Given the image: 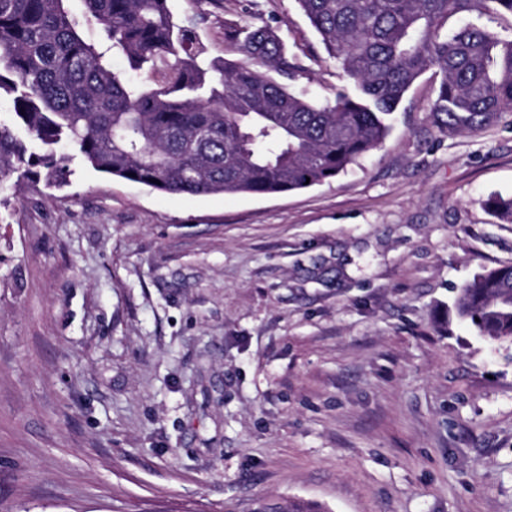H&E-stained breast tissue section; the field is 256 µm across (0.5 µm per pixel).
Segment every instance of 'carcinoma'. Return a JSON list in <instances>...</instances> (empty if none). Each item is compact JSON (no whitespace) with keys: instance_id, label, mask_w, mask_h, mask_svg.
Returning a JSON list of instances; mask_svg holds the SVG:
<instances>
[{"instance_id":"obj_1","label":"carcinoma","mask_w":512,"mask_h":512,"mask_svg":"<svg viewBox=\"0 0 512 512\" xmlns=\"http://www.w3.org/2000/svg\"><path fill=\"white\" fill-rule=\"evenodd\" d=\"M0 0V188L42 177L60 185L72 156L94 170L174 195H270L329 182L378 148L415 80L441 75L432 116L469 128L512 113V37L475 24L442 28L458 13L512 14V0H296L328 55L354 86L334 102L290 89L299 67L274 30L224 24L240 60L205 57L170 0ZM94 22L100 39L88 42ZM126 59L135 73L112 68ZM40 145L31 152L14 130ZM485 207L512 223V198ZM459 319L490 340L512 339V266L459 290Z\"/></svg>"}]
</instances>
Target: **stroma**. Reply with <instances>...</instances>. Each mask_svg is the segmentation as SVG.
<instances>
[{
  "label": "stroma",
  "mask_w": 512,
  "mask_h": 512,
  "mask_svg": "<svg viewBox=\"0 0 512 512\" xmlns=\"http://www.w3.org/2000/svg\"><path fill=\"white\" fill-rule=\"evenodd\" d=\"M208 59L256 16L334 99L296 0H171ZM423 73L335 180L170 195L80 157L0 192V512H512V340L452 311L512 265V115L437 123Z\"/></svg>",
  "instance_id": "obj_1"
}]
</instances>
